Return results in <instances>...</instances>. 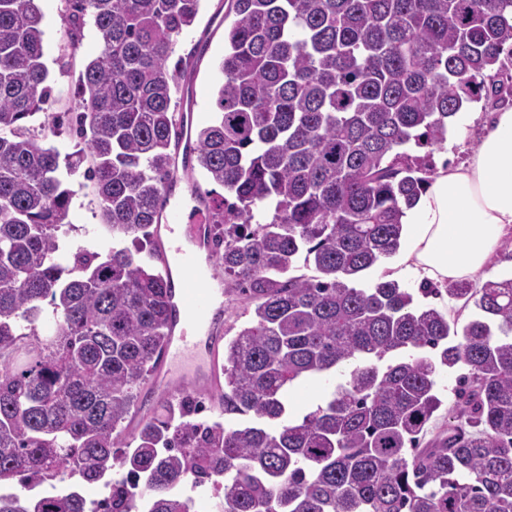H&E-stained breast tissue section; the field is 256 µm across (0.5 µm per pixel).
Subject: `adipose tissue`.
I'll return each instance as SVG.
<instances>
[{
	"mask_svg": "<svg viewBox=\"0 0 512 512\" xmlns=\"http://www.w3.org/2000/svg\"><path fill=\"white\" fill-rule=\"evenodd\" d=\"M402 260L423 279L477 277L512 228V108L496 113L469 162L440 168L407 210Z\"/></svg>",
	"mask_w": 512,
	"mask_h": 512,
	"instance_id": "ef3b65f1",
	"label": "adipose tissue"
}]
</instances>
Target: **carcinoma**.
Returning a JSON list of instances; mask_svg holds the SVG:
<instances>
[{
	"label": "carcinoma",
	"mask_w": 512,
	"mask_h": 512,
	"mask_svg": "<svg viewBox=\"0 0 512 512\" xmlns=\"http://www.w3.org/2000/svg\"><path fill=\"white\" fill-rule=\"evenodd\" d=\"M201 2L66 0L70 44L89 12L100 49L67 119L82 147L63 155L21 125L51 95L42 12L0 0V512H97L82 488H57L66 474L107 486L108 512H192L190 478L220 484L224 512H512V278L448 285L479 310L461 327L396 280L359 283L398 252L429 182L406 147L444 142L466 103L512 107V0H229L216 116L193 148L224 197L193 190L253 305L224 345L220 400L237 422L168 400L116 452L169 340L172 288L159 249L118 239L149 242L160 223L189 65L169 60ZM88 158L117 240L104 255L57 235L60 164ZM299 262L314 274H293ZM457 366L454 424L422 448L437 377ZM345 369L294 416L296 388Z\"/></svg>",
	"instance_id": "1"
}]
</instances>
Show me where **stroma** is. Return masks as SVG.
Here are the masks:
<instances>
[{"label":"stroma","mask_w":512,"mask_h":512,"mask_svg":"<svg viewBox=\"0 0 512 512\" xmlns=\"http://www.w3.org/2000/svg\"><path fill=\"white\" fill-rule=\"evenodd\" d=\"M38 6L44 15V61L49 69L52 99L45 112L26 119L25 125L32 135L67 153L74 146L69 131L54 136L45 132L43 123L48 115L77 109L78 102L71 90L85 62L97 52L99 39L93 23L88 22L84 25L82 41L78 45H70L64 21V0H39ZM227 8L226 0H203L194 26L182 33L175 48L176 55L180 56L188 53L196 43L206 46L205 54L195 61L194 71L185 79L188 93L179 105L180 112L187 114L189 124L195 130L210 123L214 116L215 94L222 79L218 64L224 56V15ZM490 119V113L477 104L458 114L448 128L447 140L434 147L427 157L429 169L434 171L442 165L457 166L466 162ZM66 182L73 192L70 200L72 224L66 236L70 247L83 246L107 252L112 246V236L105 226L91 182L80 171L67 176ZM223 363V358L219 357L214 363L203 364L194 355L187 354L171 363L161 364L159 374L150 375L142 388L138 402L140 416H147L162 380H169L171 387L176 388L184 377L221 374Z\"/></svg>","instance_id":"35a3bbf8"}]
</instances>
